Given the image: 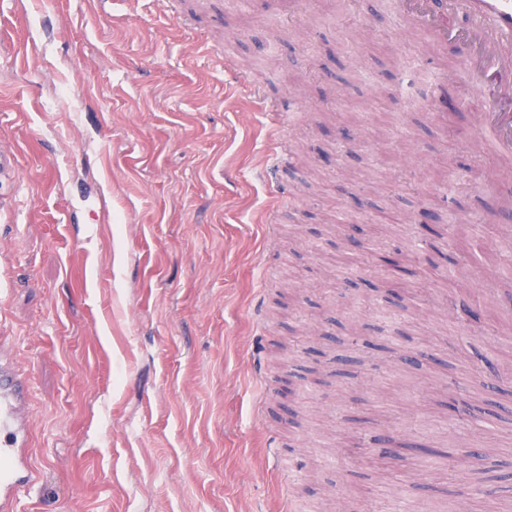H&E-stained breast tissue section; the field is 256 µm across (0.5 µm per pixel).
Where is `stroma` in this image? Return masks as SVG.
<instances>
[{"label": "stroma", "instance_id": "35a3bbf8", "mask_svg": "<svg viewBox=\"0 0 512 512\" xmlns=\"http://www.w3.org/2000/svg\"><path fill=\"white\" fill-rule=\"evenodd\" d=\"M485 99L391 0H0L20 512H282L287 485L298 512H512V170L471 140ZM450 222L460 274L414 248ZM385 223L400 268L373 276ZM465 448L493 454L420 463Z\"/></svg>", "mask_w": 512, "mask_h": 512}]
</instances>
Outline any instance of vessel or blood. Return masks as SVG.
<instances>
[{
  "label": "vessel or blood",
  "instance_id": "vessel-or-blood-1",
  "mask_svg": "<svg viewBox=\"0 0 512 512\" xmlns=\"http://www.w3.org/2000/svg\"><path fill=\"white\" fill-rule=\"evenodd\" d=\"M399 12L431 31L436 41H452L475 74L501 82L475 117L479 142H492L512 158V0H395ZM466 18L456 26L454 15ZM30 380L13 359L0 356V512H19L20 496L37 484L29 423Z\"/></svg>",
  "mask_w": 512,
  "mask_h": 512
}]
</instances>
